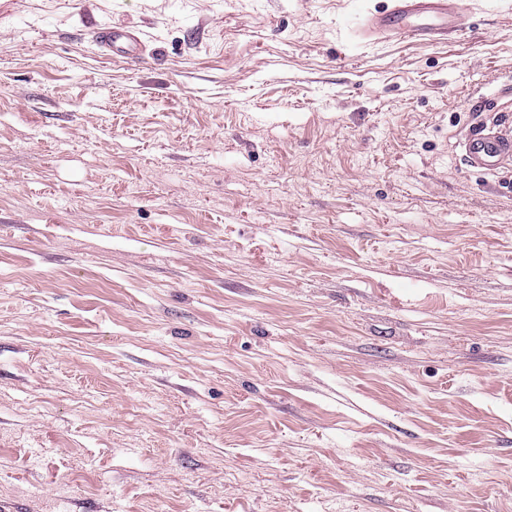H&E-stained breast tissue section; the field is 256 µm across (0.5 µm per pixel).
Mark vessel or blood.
<instances>
[{"instance_id":"obj_1","label":"vessel or blood","mask_w":512,"mask_h":512,"mask_svg":"<svg viewBox=\"0 0 512 512\" xmlns=\"http://www.w3.org/2000/svg\"><path fill=\"white\" fill-rule=\"evenodd\" d=\"M464 25L461 0H391L386 10L356 18L352 30L369 41L399 35L434 43L461 32ZM98 45L108 55L124 57L139 48L140 39L127 29L112 26L100 33ZM462 148L469 167L492 171L512 158V135L479 124L470 130Z\"/></svg>"}]
</instances>
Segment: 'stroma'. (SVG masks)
Masks as SVG:
<instances>
[{"label": "stroma", "instance_id": "35a3bbf8", "mask_svg": "<svg viewBox=\"0 0 512 512\" xmlns=\"http://www.w3.org/2000/svg\"><path fill=\"white\" fill-rule=\"evenodd\" d=\"M389 3L0 0V512H512V0ZM382 12H372L352 22L355 35L372 41L399 35L434 43L465 25L462 0H390ZM140 39L127 29L112 26L103 30L98 37V45L108 55L127 57L129 52L137 50ZM462 148V158L469 167L492 171L512 158V135L502 129L476 124Z\"/></svg>", "mask_w": 512, "mask_h": 512}]
</instances>
